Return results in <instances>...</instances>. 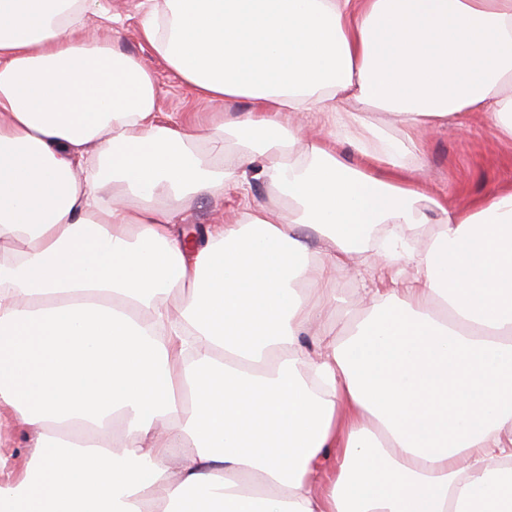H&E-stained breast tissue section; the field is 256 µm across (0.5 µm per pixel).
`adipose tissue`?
I'll return each instance as SVG.
<instances>
[{"label": "adipose tissue", "instance_id": "obj_1", "mask_svg": "<svg viewBox=\"0 0 512 512\" xmlns=\"http://www.w3.org/2000/svg\"><path fill=\"white\" fill-rule=\"evenodd\" d=\"M91 14L0 0V427L32 442L0 512H512V182L415 177L448 120L512 143V0H150L195 98L252 104L205 133ZM251 171L280 206L186 244ZM384 224L390 285L339 323Z\"/></svg>", "mask_w": 512, "mask_h": 512}]
</instances>
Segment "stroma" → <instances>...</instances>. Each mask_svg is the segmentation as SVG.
Instances as JSON below:
<instances>
[{
  "label": "stroma",
  "instance_id": "1",
  "mask_svg": "<svg viewBox=\"0 0 512 512\" xmlns=\"http://www.w3.org/2000/svg\"><path fill=\"white\" fill-rule=\"evenodd\" d=\"M104 4L109 18L91 17V26L116 30L117 47L141 58L154 70L159 87V111L184 118L192 116L199 127H207L210 114L220 111V104L196 101L179 77L138 34L148 10L147 0H104ZM421 161L431 189L459 204L484 194L499 182L512 179V145L497 140L488 125L476 120L465 127L451 121L429 130L422 140ZM274 198L267 183L253 178L247 194L232 190L220 200H199L181 212L177 222L194 229L231 224L244 204L268 205ZM373 258V252L361 254L353 276L338 282L337 292L346 306H353L365 290L388 285V270L376 267Z\"/></svg>",
  "mask_w": 512,
  "mask_h": 512
}]
</instances>
